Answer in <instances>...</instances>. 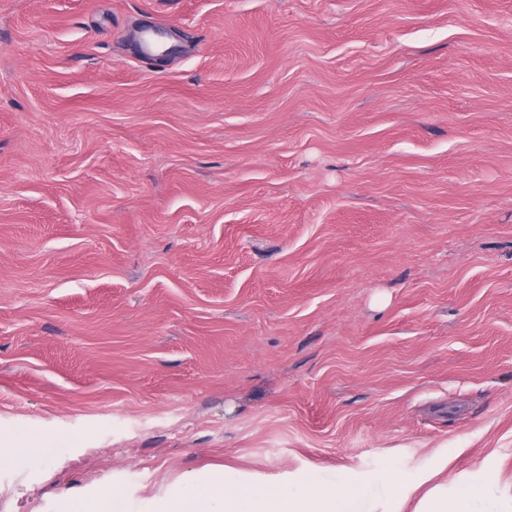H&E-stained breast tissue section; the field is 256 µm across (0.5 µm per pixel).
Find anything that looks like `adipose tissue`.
<instances>
[{
  "mask_svg": "<svg viewBox=\"0 0 512 512\" xmlns=\"http://www.w3.org/2000/svg\"><path fill=\"white\" fill-rule=\"evenodd\" d=\"M162 512H362L361 495L345 485L321 497L215 479L179 494Z\"/></svg>",
  "mask_w": 512,
  "mask_h": 512,
  "instance_id": "1",
  "label": "adipose tissue"
}]
</instances>
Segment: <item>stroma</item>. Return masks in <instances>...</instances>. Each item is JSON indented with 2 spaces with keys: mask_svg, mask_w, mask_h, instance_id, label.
Here are the masks:
<instances>
[{
  "mask_svg": "<svg viewBox=\"0 0 512 512\" xmlns=\"http://www.w3.org/2000/svg\"><path fill=\"white\" fill-rule=\"evenodd\" d=\"M0 448V512H512V0H0ZM361 494L353 485L321 497L290 494L214 479L179 494L162 512H374L361 510ZM482 489L468 486L460 489L453 497L448 498L447 492L433 489L420 501L418 512H473V501L479 498Z\"/></svg>",
  "mask_w": 512,
  "mask_h": 512,
  "instance_id": "1",
  "label": "stroma"
}]
</instances>
